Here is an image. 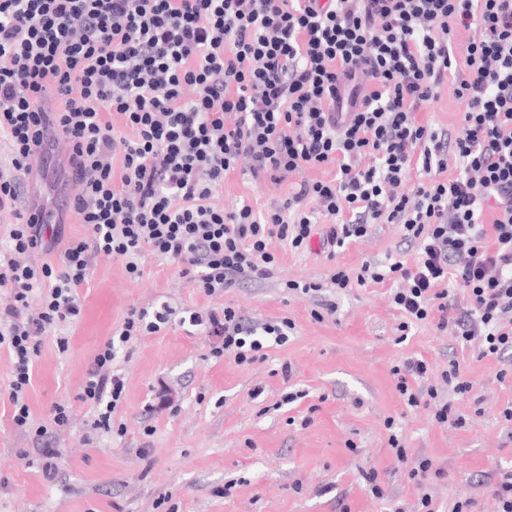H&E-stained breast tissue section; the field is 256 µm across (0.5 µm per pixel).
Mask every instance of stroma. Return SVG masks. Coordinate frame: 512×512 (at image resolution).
I'll use <instances>...</instances> for the list:
<instances>
[{
  "instance_id": "obj_1",
  "label": "stroma",
  "mask_w": 512,
  "mask_h": 512,
  "mask_svg": "<svg viewBox=\"0 0 512 512\" xmlns=\"http://www.w3.org/2000/svg\"><path fill=\"white\" fill-rule=\"evenodd\" d=\"M296 182L291 175L257 184L233 172L213 202L228 212L245 203L265 212L282 206ZM269 250L278 260L273 277L215 296L197 288L181 263L150 251L139 257L143 274L136 279L125 259L93 257L79 290V319L43 340L28 394L30 429L11 421V359L0 349V512H422L425 494L433 512H453L467 499L472 512H499L492 487L512 471V426L500 417L512 404V352L479 358L478 342L459 344L427 323L400 332L392 281H356L366 263L414 265L418 250L402 243L398 225H371L366 237L332 256L276 239ZM341 270L350 278L344 288L332 282ZM292 281L297 289H289ZM325 301L335 303V314L314 319ZM163 304L174 321L116 350L113 365L126 387L113 417L125 434L93 430L94 411L79 393L95 353L119 333L130 309ZM228 305L255 323L291 321L287 344L251 364L213 357V337L185 319ZM60 336L69 339L63 353ZM414 355L429 363L428 386L440 385L450 360L459 362L474 385L469 398L451 401L463 427L438 426L432 407L402 400L392 368ZM286 361L293 367L287 379ZM503 369L508 375L497 381ZM57 402L68 403L73 416L54 434L59 476L50 482L35 429L50 425ZM393 431L441 477L419 487L396 473ZM372 469L379 497L363 478ZM164 495L168 504L158 505Z\"/></svg>"
}]
</instances>
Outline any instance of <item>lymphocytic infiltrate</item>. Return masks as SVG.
<instances>
[{
	"label": "lymphocytic infiltrate",
	"instance_id": "lymphocytic-infiltrate-1",
	"mask_svg": "<svg viewBox=\"0 0 512 512\" xmlns=\"http://www.w3.org/2000/svg\"><path fill=\"white\" fill-rule=\"evenodd\" d=\"M445 91L465 104L452 132L415 117ZM112 113L131 136L115 132ZM0 140V223L10 226L0 348L13 359L16 427L30 420L43 337L80 317L96 254L124 258L138 277V257L154 252L212 296L269 278L270 238L300 249L319 233L341 249L370 225L396 224L418 246L413 267L366 264L357 281L401 280V330L433 319L479 341L480 357L512 350V0H0ZM63 153L61 205L88 237L62 249L26 181L33 161L47 167ZM326 167L332 177L301 180L266 214L211 202L235 170L277 182ZM55 251L59 265L32 259ZM170 316L165 305L131 310L118 342L97 351L80 394L95 406L93 429L113 431L125 391L116 343L159 332ZM189 321L221 337L214 356L240 364L288 342L284 326L246 322L230 306ZM428 370L405 358L397 390L411 407L435 400L437 424L463 426L436 387L418 389Z\"/></svg>",
	"mask_w": 512,
	"mask_h": 512
}]
</instances>
